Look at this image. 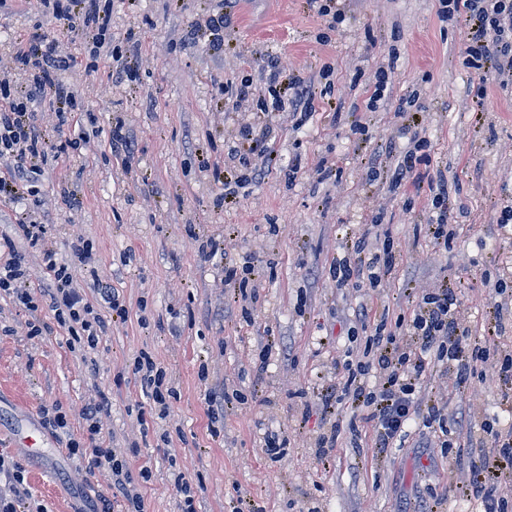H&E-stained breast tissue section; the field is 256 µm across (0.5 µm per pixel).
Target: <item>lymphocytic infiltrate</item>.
Returning <instances> with one entry per match:
<instances>
[{
    "label": "lymphocytic infiltrate",
    "mask_w": 512,
    "mask_h": 512,
    "mask_svg": "<svg viewBox=\"0 0 512 512\" xmlns=\"http://www.w3.org/2000/svg\"><path fill=\"white\" fill-rule=\"evenodd\" d=\"M438 2L441 18L458 22L466 34L467 64L483 70L499 88L512 87V0ZM63 17L69 27L91 35L90 41L80 44L79 54L89 55L98 63L111 58L112 0H71ZM13 58L29 77L22 83L0 77V201L11 204L25 199L41 182L48 158L58 159L66 152L65 146L51 145L40 131L37 106L50 104L65 117L80 109L74 89L58 78L59 71L70 62L56 54L52 43L17 47ZM268 94L264 103L268 112L280 111L287 103L307 110L315 99L311 85L284 76L273 64L268 67ZM451 188L444 174L428 186L436 215L424 231L439 252L447 251L457 235L446 207ZM46 239L47 229L38 211L26 208L15 213L9 232L0 233V298L28 312L30 335L46 336L64 330L71 352L84 360L96 350L109 319H125L127 308L118 290L99 277L97 249L92 241L81 240L72 246L73 260L89 274L87 284L82 286L47 246ZM21 242L38 253L45 270L40 287H32L29 281L26 255L17 248ZM367 248L370 258L366 268L352 266L347 257L331 263L330 272L337 283L345 285L364 275L376 288L392 274L398 260L394 239L379 234ZM459 306L457 290L437 288L424 294L406 314L361 310L365 334L355 361L344 364L336 401L354 412L366 413L374 423L379 447H393L404 435L415 415L416 403L426 395L427 374L432 369L453 374L458 389L486 382L491 372L503 384L512 383V352L499 343L501 325H494L491 344L470 345L468 331L460 323ZM46 307L52 312L48 319L42 315ZM124 369L140 382L147 399L149 415L142 418V425L152 427L166 419L176 397L167 371L144 349L126 361ZM428 397L425 420L439 430L435 445L441 456L453 457L464 420H449L445 393ZM111 408V391H100L96 403L85 412L81 436L69 438L66 449L70 458L87 471L110 470L111 498L121 499V512H145L139 484L151 479V467L143 466L139 476H132L115 449L100 445L99 420ZM483 432L489 450L474 461L469 482L482 492L485 512H512V488L500 480L503 473L512 472V426L503 429L487 423ZM0 512H47L36 503L19 464L1 452Z\"/></svg>",
    "instance_id": "f902f5d3"
}]
</instances>
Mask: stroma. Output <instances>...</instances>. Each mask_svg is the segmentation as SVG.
Listing matches in <instances>:
<instances>
[{
  "label": "stroma",
  "instance_id": "obj_1",
  "mask_svg": "<svg viewBox=\"0 0 512 512\" xmlns=\"http://www.w3.org/2000/svg\"><path fill=\"white\" fill-rule=\"evenodd\" d=\"M214 7L213 0H114L112 46L121 65L92 71L78 64L61 74L81 91L82 118L101 134L60 159L28 202L49 224L60 259L72 241L93 240L98 274L118 289L129 313L109 322L94 363L85 365L65 333L29 336L27 312L0 299V317L11 328L0 334V448L13 453L48 512H94L112 495L111 473L76 467L65 444L82 432L86 408L105 389L112 409L100 421L104 438L121 447L131 471L152 468L143 486L147 512H181L167 483L173 464L202 484L197 512H249L255 503L265 512H306L314 500L322 512H413L422 503L434 512H483L481 498L461 483L480 451L483 422H512L508 388L498 381L463 395L470 411L461 459L426 448L431 435L421 405L396 447L377 449L371 432L360 448L339 437L324 459L315 445L349 417L344 406L330 411L323 401L353 347L361 299L377 311H406L422 293L460 289L468 341L483 342L492 320L484 284L512 277V226L498 222L501 206L512 201V93L464 65L465 33L440 19L437 0H346L345 18L332 29L309 0H231L220 50L203 27ZM131 32L138 43L129 42ZM44 37L55 39L64 56L85 39L41 0H6L0 72L22 80L14 47ZM272 62L313 85L310 110L265 114L258 96L238 97L241 82L263 87ZM119 67L133 70V78L115 77ZM383 72L392 90L385 110L351 111L360 90L374 88ZM414 91L415 106L400 110L401 98ZM480 99L488 108L482 116ZM118 118L136 145L129 159L110 141ZM248 122L277 152L257 181L249 174L260 157H232L227 148ZM417 128L431 141L429 164L417 165L396 189L373 178V163L406 151ZM295 158L301 169L292 173ZM206 159L225 176L244 178L243 187L225 196L223 184L202 170ZM442 171L459 183L451 210L467 216L438 256L415 228L430 219L427 183ZM376 225L392 234L397 267L382 289L363 280L359 291L341 294L330 263ZM206 240L218 244L219 257L200 252ZM226 263L252 269L249 282L259 296L253 322L243 320L236 288L224 283ZM269 336L278 352L259 373L253 355ZM142 348L180 392L166 420L174 435L165 447L137 420L139 382L120 373ZM214 388L251 395L247 407L225 409L217 436L206 403ZM51 404L66 412L69 430L48 431V456L25 458L14 432L25 421L40 422L42 406ZM270 430L289 441L278 461L262 449Z\"/></svg>",
  "mask_w": 512,
  "mask_h": 512
}]
</instances>
